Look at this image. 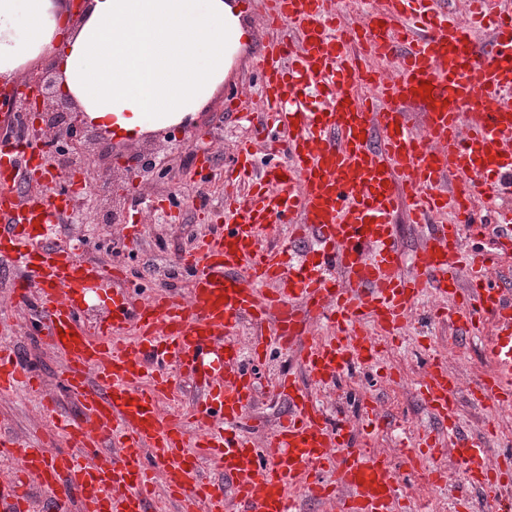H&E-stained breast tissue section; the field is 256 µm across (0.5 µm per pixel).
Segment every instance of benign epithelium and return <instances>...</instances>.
Returning <instances> with one entry per match:
<instances>
[{
	"instance_id": "7a95c632",
	"label": "benign epithelium",
	"mask_w": 512,
	"mask_h": 512,
	"mask_svg": "<svg viewBox=\"0 0 512 512\" xmlns=\"http://www.w3.org/2000/svg\"><path fill=\"white\" fill-rule=\"evenodd\" d=\"M54 87L55 80L47 74H27L17 82V91L8 104L12 109L14 104L23 103L22 137L43 148L39 154V167L32 172L36 178L48 168H65L82 175L85 159L92 156L84 139L85 123L76 112L70 114V119H65L60 108L69 101L57 97ZM137 159L136 176L154 175L157 168L154 153L139 154Z\"/></svg>"
}]
</instances>
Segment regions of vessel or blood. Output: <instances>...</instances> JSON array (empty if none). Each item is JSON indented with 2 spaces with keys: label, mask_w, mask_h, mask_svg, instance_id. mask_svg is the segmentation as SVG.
<instances>
[{
  "label": "vessel or blood",
  "mask_w": 512,
  "mask_h": 512,
  "mask_svg": "<svg viewBox=\"0 0 512 512\" xmlns=\"http://www.w3.org/2000/svg\"><path fill=\"white\" fill-rule=\"evenodd\" d=\"M445 3L381 0L353 27L340 22L341 0H265V24L287 34L258 57L254 107L264 121L256 142L284 153V163L254 170L255 142L238 146V168L225 183L242 203L225 207L210 238L181 257L188 292L145 299L124 288V270H113L110 317L94 325L85 297L102 268L39 233L60 223L63 201L35 192L18 202L38 148L0 140V263L26 270L13 298L35 294L62 382L84 409L71 418L44 397L42 418L62 438V453L0 430V512H31L37 491L60 512L74 503L80 512H156L161 494L192 498L206 512H297V486L316 498L342 492L341 512H395L390 463L353 446L348 425H328L293 380L278 382L290 413L268 438L272 456L236 432L256 393L237 341L247 320L257 328L256 351L295 347L311 321L333 324L335 336L298 353L308 376L324 383L351 360L376 359L363 320L394 332L430 290L452 299L462 333L491 319L497 368L474 392L485 404L512 403V295L485 265L470 263L454 224L428 231L411 272H402L393 223L401 201L421 225L444 209L468 213L475 198L496 200L499 186L512 183V10L469 0L459 19ZM276 224L313 243L312 253L291 261L287 248L264 246ZM129 325L135 337L123 336ZM182 377L203 394L204 432L195 438L159 406ZM36 385L1 346L0 395ZM456 388L434 364L417 394L451 420ZM486 454L479 436L462 443L458 462L484 488V512H512ZM208 460L224 481L206 476ZM325 471L333 484L322 480Z\"/></svg>",
  "instance_id": "vessel-or-blood-1"
}]
</instances>
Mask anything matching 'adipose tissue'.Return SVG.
Listing matches in <instances>:
<instances>
[{"instance_id":"ef3b65f1","label":"adipose tissue","mask_w":512,"mask_h":512,"mask_svg":"<svg viewBox=\"0 0 512 512\" xmlns=\"http://www.w3.org/2000/svg\"><path fill=\"white\" fill-rule=\"evenodd\" d=\"M248 39L235 0H0V82L51 62L87 124L134 140L193 121Z\"/></svg>"}]
</instances>
